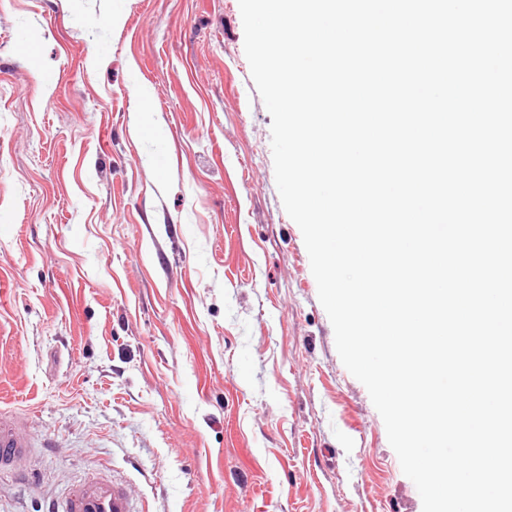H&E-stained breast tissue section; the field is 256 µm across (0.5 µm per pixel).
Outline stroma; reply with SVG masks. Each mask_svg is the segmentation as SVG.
<instances>
[{
    "instance_id": "35a3bbf8",
    "label": "stroma",
    "mask_w": 512,
    "mask_h": 512,
    "mask_svg": "<svg viewBox=\"0 0 512 512\" xmlns=\"http://www.w3.org/2000/svg\"><path fill=\"white\" fill-rule=\"evenodd\" d=\"M239 0H0V410L149 512H422L275 182Z\"/></svg>"
}]
</instances>
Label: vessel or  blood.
I'll use <instances>...</instances> for the list:
<instances>
[{
  "mask_svg": "<svg viewBox=\"0 0 512 512\" xmlns=\"http://www.w3.org/2000/svg\"><path fill=\"white\" fill-rule=\"evenodd\" d=\"M31 440L26 424L15 415L0 412V470L23 474V458ZM47 512H136L133 497L125 487L95 478L74 486L60 500L50 501Z\"/></svg>",
  "mask_w": 512,
  "mask_h": 512,
  "instance_id": "1",
  "label": "vessel or blood"
}]
</instances>
